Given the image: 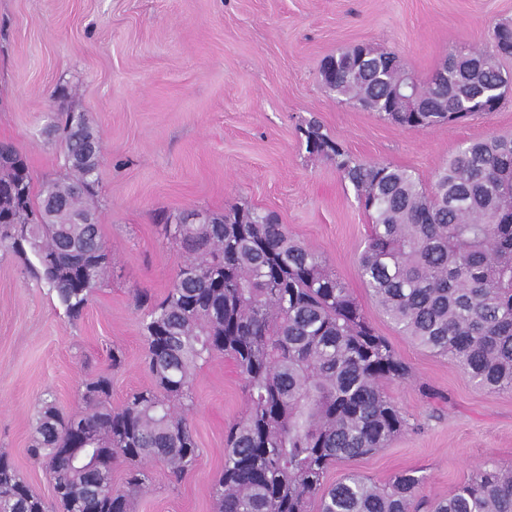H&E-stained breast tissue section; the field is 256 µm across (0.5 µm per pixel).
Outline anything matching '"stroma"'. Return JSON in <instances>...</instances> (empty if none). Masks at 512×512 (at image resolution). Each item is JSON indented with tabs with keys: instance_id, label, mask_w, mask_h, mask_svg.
<instances>
[{
	"instance_id": "1",
	"label": "stroma",
	"mask_w": 512,
	"mask_h": 512,
	"mask_svg": "<svg viewBox=\"0 0 512 512\" xmlns=\"http://www.w3.org/2000/svg\"><path fill=\"white\" fill-rule=\"evenodd\" d=\"M505 21L512 0H0V143L26 156L41 190L63 164L48 114L84 113L102 145L95 202L112 251L107 282L77 320L0 252V450L33 490L52 495L45 464L29 452L42 399L82 411L85 382L101 374L116 407L150 388L135 296L163 298L183 260L166 227L236 206L275 214L322 255L411 368L410 378L382 384L410 429L372 456L331 466L325 485L351 471L383 483L421 469L425 494L445 498L486 461L512 465V392L476 388L382 313L358 275L370 216L301 133L317 122L352 159L430 184L462 144L512 137V90L494 112L412 130L328 95L321 63L364 44L396 54L425 82L450 54L494 53L492 28ZM115 346L125 353L116 370ZM193 398L197 464L179 480L147 464L133 512H215L225 435L245 409L234 362L201 365Z\"/></svg>"
}]
</instances>
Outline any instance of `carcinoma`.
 I'll use <instances>...</instances> for the list:
<instances>
[{
  "label": "carcinoma",
  "mask_w": 512,
  "mask_h": 512,
  "mask_svg": "<svg viewBox=\"0 0 512 512\" xmlns=\"http://www.w3.org/2000/svg\"><path fill=\"white\" fill-rule=\"evenodd\" d=\"M492 38L512 53V22L496 24ZM321 75L328 91L418 130L499 105L512 81L498 55L474 52L449 55L444 73L421 85L393 54L358 45L325 59ZM406 85L419 111H389ZM77 126L93 135L82 113L51 116L64 174L38 198L18 149L3 146L9 160L0 163V251L23 260L72 319L109 261L93 201L100 155L68 158ZM302 134L307 152L335 162L371 216L358 272L385 315L477 387L512 392V138L462 145L424 188L405 169L350 159L315 123ZM52 199L67 209L35 223ZM173 237L187 257L166 295L136 296L153 386L114 407L112 380L99 375L85 384L84 412L66 418L46 404L34 417L31 454L57 492L50 500L34 492L0 452V512H74L97 483L107 496L88 512H131L145 463L180 477L200 456L195 372L216 354L235 362L246 394L211 487L217 512H310L314 498L317 512H512V468L495 462L446 498L422 495L428 476L418 469L383 484L349 472L324 487L331 465L370 456L409 427L381 388L407 378L408 366L322 257L270 214L236 207L176 224ZM100 455L127 464L124 487L112 484V470L93 469Z\"/></svg>",
  "instance_id": "1"
}]
</instances>
